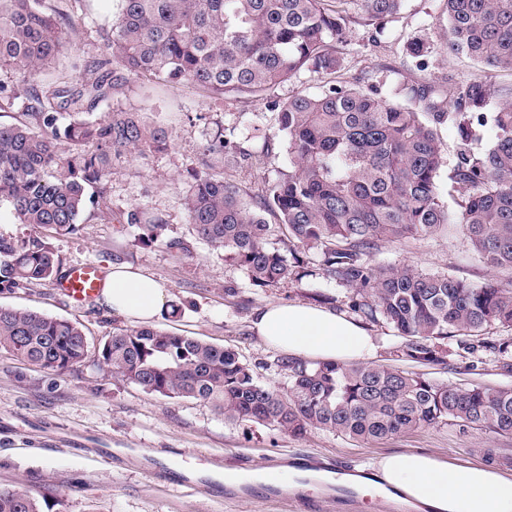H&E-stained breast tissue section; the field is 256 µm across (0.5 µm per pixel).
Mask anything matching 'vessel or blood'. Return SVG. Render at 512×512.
Returning <instances> with one entry per match:
<instances>
[{"label":"vessel or blood","mask_w":512,"mask_h":512,"mask_svg":"<svg viewBox=\"0 0 512 512\" xmlns=\"http://www.w3.org/2000/svg\"><path fill=\"white\" fill-rule=\"evenodd\" d=\"M104 273L98 264L92 262L69 266L57 281L58 291L73 305L90 302L100 291ZM284 467L296 475L294 496L297 501L307 504L310 512H316L324 500L339 498L347 507H355L372 481L370 469H353L340 474L310 454H297L284 460ZM155 475L169 485H188L192 482L189 469L172 462L156 464ZM284 487L280 482L263 477L228 476L224 479V497L228 500L261 498L267 501L281 500Z\"/></svg>","instance_id":"obj_1"}]
</instances>
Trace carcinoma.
<instances>
[{
    "instance_id": "1",
    "label": "carcinoma",
    "mask_w": 512,
    "mask_h": 512,
    "mask_svg": "<svg viewBox=\"0 0 512 512\" xmlns=\"http://www.w3.org/2000/svg\"><path fill=\"white\" fill-rule=\"evenodd\" d=\"M112 75L69 84H39L69 43V32L44 0H0V67L21 72L12 99L25 120L0 124V208L14 223L50 235L73 234L85 215L107 202L112 158L168 147L160 125L138 112L88 114L131 77L187 82L208 96H263L304 69L336 72L353 19L381 23L404 0H118ZM444 47L473 61L481 74L462 86L452 107L428 84L406 85L386 101L377 90L332 84L317 95L270 100L284 135L288 168L258 197L209 175L195 178L186 200L193 231L243 268L256 287L297 275L298 259L268 246L280 232L322 255L325 278L350 288V308L390 325L405 356L441 361L437 342L455 332L467 346L494 325L512 326V289L474 286L448 275L373 260L380 242L462 227L472 250L493 269L512 271V85L495 86L490 71L512 72V0H445ZM461 129L448 179L463 189L453 209L442 200L443 144L438 127ZM487 149L473 147L486 125ZM216 132L202 146L224 155ZM266 213L277 215L270 224ZM147 241H166L163 216L133 206L121 216ZM63 260L45 236L0 232V292L58 280ZM0 349L60 375L88 352L83 330L68 319L0 306ZM98 362L122 381L165 398L210 404L237 423L273 426L295 437L317 429L383 441L446 421L512 434V388L459 387L379 364L315 363L280 354L271 363L285 378L272 386L238 352L151 327L116 329ZM0 512H40L28 490L0 488Z\"/></svg>"
}]
</instances>
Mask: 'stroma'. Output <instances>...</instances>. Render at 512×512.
<instances>
[{"label":"stroma","instance_id":"obj_1","mask_svg":"<svg viewBox=\"0 0 512 512\" xmlns=\"http://www.w3.org/2000/svg\"><path fill=\"white\" fill-rule=\"evenodd\" d=\"M74 26L72 44L41 82L78 83L97 76L94 62L108 54L107 36L116 19V0H45ZM447 25L443 0H406L395 18L380 24L350 23L335 73L304 70L273 86L266 99L315 94L324 86L347 81L375 87L391 98L404 84L438 88L453 101L460 86L478 68L471 60L443 48ZM425 43L424 56H411L407 45ZM248 95L203 97L187 85H166L132 78L119 87L110 112H138L148 123H162L169 146L161 153L113 159L108 187L110 210L83 222L73 235L53 238L64 264L93 262L101 267L127 264L151 275L172 295L178 315L164 314L157 329L194 336L231 347L255 366L263 380L282 377L267 369L276 351L251 330L255 310L274 302L318 304L333 297V310L349 314L348 287L323 278L318 251L303 252L301 279L270 288L252 285L246 272L226 262L223 251L200 239L188 222L186 197L193 174L224 179L250 195L288 165L276 114ZM251 153V164L232 154L207 156L203 143L216 130ZM274 151H267L268 142ZM142 206L162 214L168 234L182 239L189 255L171 252L164 242H139L141 230L123 224L126 209ZM376 263L411 266L428 274H445L479 285L494 277L458 229L419 239L380 243ZM501 283L512 275H496ZM0 305L27 308L80 323L87 335L86 360L61 375H49L0 350V486L40 494L41 512H306L291 499L275 502L227 500L214 487L212 470L230 473L240 464L266 470L272 461L295 453H312L341 466L369 465L380 455L427 450L444 462L492 461L512 477V436L447 422L388 440L362 443L312 430L295 437L270 426L235 424L196 400L170 399L144 392L102 369L98 347L113 329L126 327L120 316L89 302L74 306L53 284L43 283L0 293ZM378 346L375 362L423 373L453 384L512 387V371L502 367L497 344L512 343V327L491 330L486 343L467 349L458 338L445 340L444 364L424 365L407 359L404 342L384 322L366 323ZM168 459L193 469L198 483L180 488L158 481L151 463Z\"/></svg>","mask_w":512,"mask_h":512}]
</instances>
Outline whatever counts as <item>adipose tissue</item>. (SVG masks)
I'll list each match as a JSON object with an SVG mask.
<instances>
[{
	"instance_id": "adipose-tissue-1",
	"label": "adipose tissue",
	"mask_w": 512,
	"mask_h": 512,
	"mask_svg": "<svg viewBox=\"0 0 512 512\" xmlns=\"http://www.w3.org/2000/svg\"><path fill=\"white\" fill-rule=\"evenodd\" d=\"M96 304L133 325L157 321L169 302L154 277L124 265L105 272ZM251 329L266 345L288 356L324 363H366L377 345L366 329L336 311L302 303L258 308ZM375 469L381 488L429 512H512V478L484 464H454L421 452L383 455Z\"/></svg>"
}]
</instances>
